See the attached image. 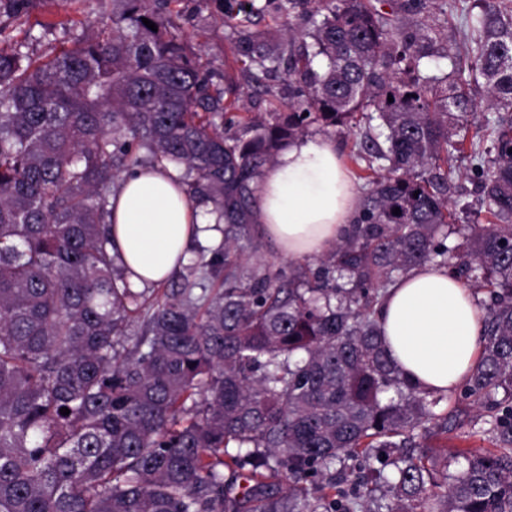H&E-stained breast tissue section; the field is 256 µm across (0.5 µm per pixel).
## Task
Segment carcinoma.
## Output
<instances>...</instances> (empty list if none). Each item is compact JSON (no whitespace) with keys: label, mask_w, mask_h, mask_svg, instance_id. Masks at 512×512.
Instances as JSON below:
<instances>
[{"label":"carcinoma","mask_w":512,"mask_h":512,"mask_svg":"<svg viewBox=\"0 0 512 512\" xmlns=\"http://www.w3.org/2000/svg\"><path fill=\"white\" fill-rule=\"evenodd\" d=\"M100 2L49 56L0 49V512H512V6L462 10L463 59L417 18L427 0H265L285 18L308 5L309 28L238 30L221 74L174 0ZM248 9L224 0V23ZM283 65L285 111L240 115L235 70L259 83ZM478 88L495 117L467 149L448 123ZM313 126L361 131L357 218L313 263L245 268L258 184ZM465 152L484 224L448 201ZM147 165L183 167L224 221V243L148 298L108 234L120 173ZM425 263L484 294L480 362L442 414L375 318ZM474 408L492 447L428 445L467 439Z\"/></svg>","instance_id":"1"}]
</instances>
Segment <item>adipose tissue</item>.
I'll return each instance as SVG.
<instances>
[{
  "instance_id": "1",
  "label": "adipose tissue",
  "mask_w": 512,
  "mask_h": 512,
  "mask_svg": "<svg viewBox=\"0 0 512 512\" xmlns=\"http://www.w3.org/2000/svg\"><path fill=\"white\" fill-rule=\"evenodd\" d=\"M259 196L257 224L292 261L327 253L358 212V192L336 143L321 136L289 143L266 169ZM110 233L137 286L171 276L194 241L221 236L215 218L203 216L170 167L121 180L112 196ZM483 319L471 288L428 264L390 286L378 308L384 349L401 375L447 396L480 361Z\"/></svg>"
}]
</instances>
